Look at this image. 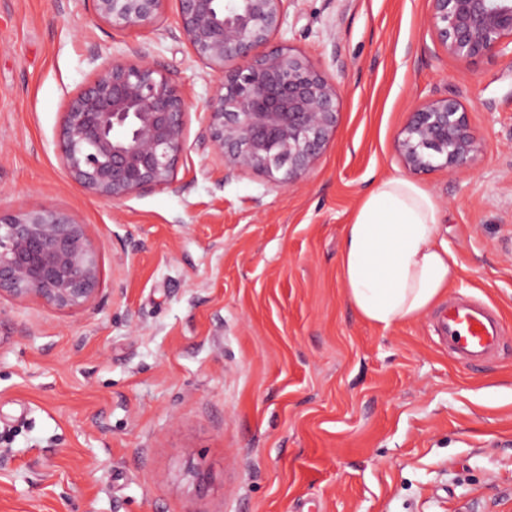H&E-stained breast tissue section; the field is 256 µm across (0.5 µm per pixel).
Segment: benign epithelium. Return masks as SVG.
Masks as SVG:
<instances>
[{
  "instance_id": "7a95c632",
  "label": "benign epithelium",
  "mask_w": 512,
  "mask_h": 512,
  "mask_svg": "<svg viewBox=\"0 0 512 512\" xmlns=\"http://www.w3.org/2000/svg\"><path fill=\"white\" fill-rule=\"evenodd\" d=\"M115 30L154 26L165 0H87ZM290 0H177L178 31L220 87L203 106L210 155L231 173L254 171L282 186L315 164L336 127L337 92L306 56L254 50L279 33ZM448 54L475 61L512 55V0H432L428 18ZM111 57L71 95L58 150L72 182L106 202L173 189L186 150L185 89L145 55ZM228 60L237 61L232 69ZM477 138L454 97L418 105L395 140L414 174L470 166ZM98 249L85 225L52 204L0 212V298H34L60 311L100 291Z\"/></svg>"
}]
</instances>
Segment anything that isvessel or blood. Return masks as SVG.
Masks as SVG:
<instances>
[{
	"label": "vessel or blood",
	"mask_w": 512,
	"mask_h": 512,
	"mask_svg": "<svg viewBox=\"0 0 512 512\" xmlns=\"http://www.w3.org/2000/svg\"><path fill=\"white\" fill-rule=\"evenodd\" d=\"M435 326L455 357L471 367L491 359L511 331L490 306L474 298L450 301Z\"/></svg>",
	"instance_id": "1"
}]
</instances>
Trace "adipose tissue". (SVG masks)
<instances>
[{
	"instance_id": "adipose-tissue-1",
	"label": "adipose tissue",
	"mask_w": 512,
	"mask_h": 512,
	"mask_svg": "<svg viewBox=\"0 0 512 512\" xmlns=\"http://www.w3.org/2000/svg\"><path fill=\"white\" fill-rule=\"evenodd\" d=\"M440 204L422 185L381 180L345 227L342 284L364 320L389 327L426 312L457 276L439 224Z\"/></svg>"
}]
</instances>
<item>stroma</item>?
Returning <instances> with one entry per match:
<instances>
[{
	"label": "stroma",
	"mask_w": 512,
	"mask_h": 512,
	"mask_svg": "<svg viewBox=\"0 0 512 512\" xmlns=\"http://www.w3.org/2000/svg\"><path fill=\"white\" fill-rule=\"evenodd\" d=\"M430 0H291L263 45L304 54L339 94L313 169L280 187L204 143L219 80L175 31H116L84 0H0V211L70 212L102 289L67 313L0 301V512H512V334L455 361L436 309L382 328L342 288L346 224L425 100L456 96L465 170L416 174L458 275L512 326V58L448 55ZM139 49L190 92L175 189L120 202L75 185L56 148L92 55Z\"/></svg>",
	"instance_id": "stroma-1"
}]
</instances>
